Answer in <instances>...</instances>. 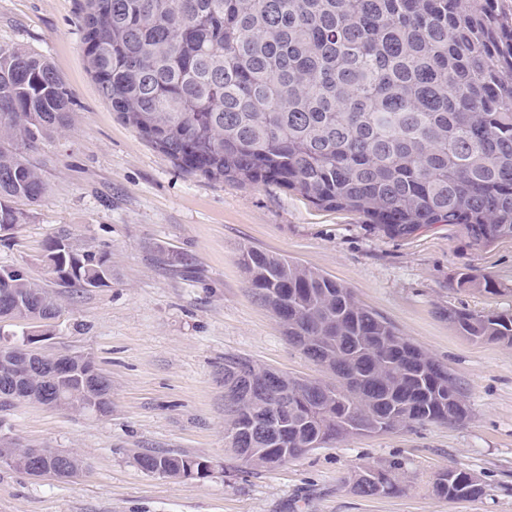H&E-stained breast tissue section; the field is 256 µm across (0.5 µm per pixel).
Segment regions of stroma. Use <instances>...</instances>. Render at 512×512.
Returning a JSON list of instances; mask_svg holds the SVG:
<instances>
[{"mask_svg":"<svg viewBox=\"0 0 512 512\" xmlns=\"http://www.w3.org/2000/svg\"><path fill=\"white\" fill-rule=\"evenodd\" d=\"M78 12L79 0H0V47L48 58L72 112L70 126L29 155L46 191L0 243V268L22 270L54 296L62 312L42 349L88 353L112 380V412L85 417L27 401L0 411V434L75 452L86 465L65 481L0 464V512H512V345L472 343L446 315L512 309V241L479 248L454 224L392 236L275 184L185 172L101 97L86 70ZM63 229L76 244L108 253L110 287L56 285L41 255ZM246 246L351 288L458 378L467 419L350 438L274 468L231 469L225 355L293 377H327L251 294L239 263ZM163 252L182 264L160 261ZM462 272L490 276L497 293L459 286ZM149 450L198 455L212 471L203 479L149 474L134 460ZM394 461L401 494L362 497L347 483L358 467ZM454 465L486 495L436 497L435 473Z\"/></svg>","mask_w":512,"mask_h":512,"instance_id":"35a3bbf8","label":"stroma"}]
</instances>
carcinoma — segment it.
Returning a JSON list of instances; mask_svg holds the SVG:
<instances>
[{"label": "carcinoma", "instance_id": "cac0c4a2", "mask_svg": "<svg viewBox=\"0 0 512 512\" xmlns=\"http://www.w3.org/2000/svg\"><path fill=\"white\" fill-rule=\"evenodd\" d=\"M87 69L119 118L191 174L276 183L324 209L362 215L394 236L459 224L472 243L512 239V3L509 0H81ZM69 94L44 56L0 48V227H19L45 192L27 159L70 122ZM43 258L62 288H107V253L65 233ZM239 263L288 342L329 382L278 379L224 356L231 460L272 467L317 447L468 416L460 382L335 279L255 249ZM56 300L0 269L3 315L21 333ZM477 343L512 345V310L448 309ZM91 365L65 382L97 404ZM199 457L140 453L143 469ZM396 463L348 482L362 497L400 494ZM450 502L486 492L468 470L434 475Z\"/></svg>", "mask_w": 512, "mask_h": 512}]
</instances>
